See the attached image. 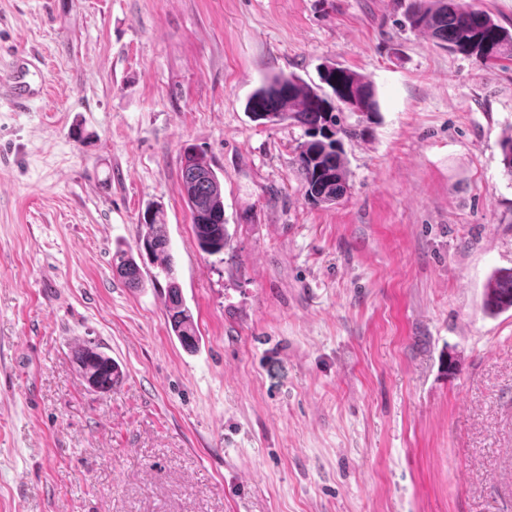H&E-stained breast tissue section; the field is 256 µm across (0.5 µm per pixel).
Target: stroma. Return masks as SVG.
<instances>
[{
  "mask_svg": "<svg viewBox=\"0 0 512 512\" xmlns=\"http://www.w3.org/2000/svg\"><path fill=\"white\" fill-rule=\"evenodd\" d=\"M405 0H0V512H512V62L402 28ZM370 78L350 190L315 205L265 80ZM224 186V251L179 195L185 148ZM160 208L199 330L165 280L112 272ZM91 344L112 392L74 363ZM37 72L19 64L11 67L8 83H3L2 88L17 107L25 108L40 96L42 87L34 78ZM484 288V307L490 314L512 308V269L494 271ZM75 363L88 387L94 391L109 393L120 382V371L112 357L97 346H84L75 351Z\"/></svg>",
  "mask_w": 512,
  "mask_h": 512,
  "instance_id": "obj_1",
  "label": "stroma"
}]
</instances>
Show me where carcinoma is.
<instances>
[{
    "mask_svg": "<svg viewBox=\"0 0 512 512\" xmlns=\"http://www.w3.org/2000/svg\"><path fill=\"white\" fill-rule=\"evenodd\" d=\"M404 16L410 29L428 34L436 46L450 53L485 65L512 60V30L471 0H410ZM319 80L318 84L309 83L296 74L274 77L254 91L246 108L254 121L290 119L304 129L305 140L297 147L294 165L305 197L314 204L332 205L349 190L344 139L360 134L357 127L344 124L335 102H351L366 122L376 114L378 103L372 82L348 68L324 64L319 68ZM500 150L504 171L512 178V132L503 136ZM186 155L190 164L180 166V195L190 210L200 249L219 253L228 244L221 181L205 154L190 147ZM142 226L136 251L117 250L112 255V270L129 287L137 288L142 278L138 260L147 257L157 263L167 279L164 305L171 331L186 350L192 351L200 337L175 276L161 212L147 210ZM484 307L492 315L512 308V269H498L489 277ZM74 360L90 389L110 393L119 384L118 366L98 347L79 348Z\"/></svg>",
    "mask_w": 512,
    "mask_h": 512,
    "instance_id": "obj_1",
    "label": "carcinoma"
}]
</instances>
